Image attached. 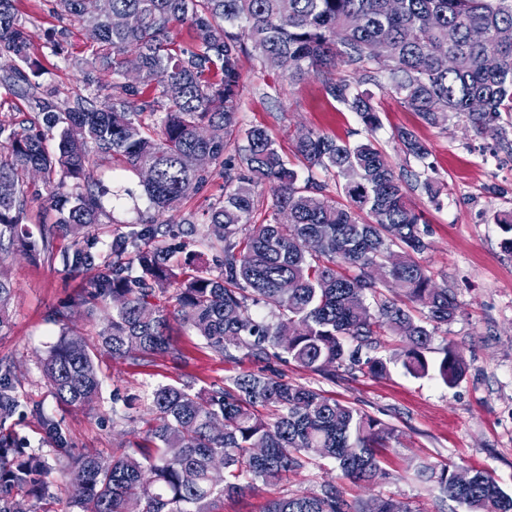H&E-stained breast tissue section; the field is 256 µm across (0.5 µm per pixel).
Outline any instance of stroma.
<instances>
[{
	"label": "stroma",
	"instance_id": "obj_1",
	"mask_svg": "<svg viewBox=\"0 0 512 512\" xmlns=\"http://www.w3.org/2000/svg\"><path fill=\"white\" fill-rule=\"evenodd\" d=\"M27 20L35 56L42 65L41 83L60 97L92 92L98 99L112 94L111 74H102L85 88L76 60L89 56L92 41L79 25H72L61 53H54L49 38L59 22L45 0H18ZM240 117L245 125L265 127L284 154H292V138L300 128L342 140H354L361 124L355 113L326 99L317 78L291 83L281 72L261 68L243 58ZM382 127L375 137L395 171L416 169L406 160L392 134L412 130L428 147L432 177L447 183L448 193L429 201L424 192L410 194L413 206L428 223V249L422 260L438 286L457 300L455 319L435 336L431 358H439L446 343H453L466 363V374L456 386H446L429 375L413 377L393 363L382 378L357 370H337L325 378L296 365L280 367L285 379L322 392L328 398L359 408L398 430L400 441L380 451L386 473L377 484L362 487L337 471L312 466L289 475L276 485L224 499L217 512H264L268 501L286 494L319 490L336 484L347 499L393 497L412 503L417 512H463L456 502L438 499L413 476L419 462L450 464L455 468L489 471L506 492H512V254L501 247L498 217L512 214V155L497 148L493 139L474 135L456 118L446 127L425 124L416 112L389 93H377ZM87 170L104 185H122L129 193L114 204L116 220L131 222L149 215V203L138 193V180L123 171L119 161L90 156ZM224 192V179L213 175L197 193L165 213L173 225L190 220L202 225L211 203ZM0 271L15 287L9 306V324L0 329V359L16 367V391L21 407L7 424L16 440L40 454H50L41 426L32 412L41 406L61 421L74 453L111 456L123 442L141 440L149 428L142 410L125 409L127 395L157 385L183 383L194 389L215 390L226 379L257 370L244 356L230 359L205 348L202 340L179 318L171 320V334L185 359L177 363L166 355L143 362L98 353L101 394L91 407L80 409L56 402L42 374L40 361L61 333L55 312L63 302L84 296L88 273L71 272L59 260L28 256L17 247L0 249Z\"/></svg>",
	"mask_w": 512,
	"mask_h": 512
}]
</instances>
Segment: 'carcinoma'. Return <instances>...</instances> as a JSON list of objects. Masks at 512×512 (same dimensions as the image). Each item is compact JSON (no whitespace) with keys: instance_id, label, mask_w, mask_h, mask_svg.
<instances>
[{"instance_id":"1","label":"carcinoma","mask_w":512,"mask_h":512,"mask_svg":"<svg viewBox=\"0 0 512 512\" xmlns=\"http://www.w3.org/2000/svg\"><path fill=\"white\" fill-rule=\"evenodd\" d=\"M52 13L79 22L93 42L82 69L90 87L97 75L113 77L112 96L100 101L78 95L59 99L34 80L26 20L15 0H0V56L14 70L0 71V91L24 99L31 116L0 122V243L55 257L54 241L71 237L60 253L69 271L92 274L91 290L79 305L110 297L112 315L98 346L114 357L149 361L161 353L183 354L170 342V316L158 303L179 280V317L212 352H235L264 367L243 372L211 392L193 386L158 385L144 393L153 425L143 442L120 444L112 457L74 454L53 417L33 412L54 456L29 454L0 435V512H32L51 488L79 487L72 512H216L224 497L270 484L319 460L357 484L382 471L377 449L397 438L395 429L354 406L331 400L270 373L295 363L336 377L358 366L372 377L389 372L398 358L415 377L436 373L450 387L465 363L450 344L437 364L426 353L437 330L456 315L455 296L433 282L419 258L428 248L422 215L407 199L415 185L435 200L445 185L428 175V152L417 135L400 129L394 138L423 170L398 174L377 146L381 127L370 84L390 91L432 127L462 117L477 137H491L512 154V0H109L106 10L88 11L86 0H50ZM184 26L192 43L170 37ZM455 39L448 42V29ZM261 66L283 63L290 81L323 76L326 97L356 113L367 136L351 144L309 129L294 138L307 175L293 168L262 126L239 115L241 57ZM338 65L359 74L356 82L324 77ZM155 117L145 122L144 115ZM56 139L55 151L46 147ZM120 158L136 175L155 213L161 215L202 188L220 169L224 195L202 227L188 223L199 245L217 249L218 271L195 258L175 273L169 225L154 218L128 231L115 230L107 254L80 240L113 223L102 193L86 172V157ZM206 160L194 168L185 157ZM337 181L346 202L325 194L317 172ZM42 177L49 207L58 213L31 240L26 224L29 196L24 178ZM273 185L270 202L257 191ZM265 206L270 219L254 215ZM384 266L390 287L426 309L414 317L405 304L367 283L368 267ZM14 295L0 272V328L8 324ZM95 347L62 329L40 367L55 398L86 407L102 380ZM15 366L0 360V426L20 406ZM417 475L465 512H512V495L485 471L459 486L447 467L423 466ZM266 512H415L405 501L377 498L351 507L336 484L317 493L279 497Z\"/></svg>"}]
</instances>
